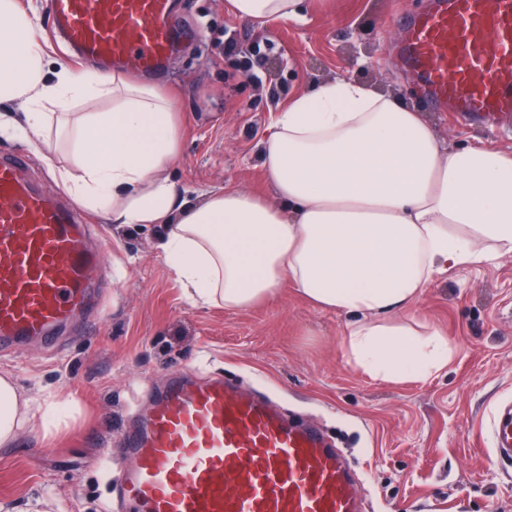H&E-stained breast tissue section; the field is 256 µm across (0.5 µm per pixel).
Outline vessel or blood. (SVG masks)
Here are the masks:
<instances>
[{"label":"vessel or blood","mask_w":512,"mask_h":512,"mask_svg":"<svg viewBox=\"0 0 512 512\" xmlns=\"http://www.w3.org/2000/svg\"><path fill=\"white\" fill-rule=\"evenodd\" d=\"M62 45L86 62L147 72L181 35L170 0H49ZM402 52L430 96L473 119L512 116V0H435L403 21ZM27 156L0 157V356L60 345L76 320L102 315L103 253L75 209L24 177ZM492 442L512 456V404ZM134 459L121 495L141 512H365L344 456L268 395L175 371L143 425L106 451Z\"/></svg>","instance_id":"b4317fda"}]
</instances>
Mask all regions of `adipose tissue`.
<instances>
[{"label": "adipose tissue", "instance_id": "1", "mask_svg": "<svg viewBox=\"0 0 512 512\" xmlns=\"http://www.w3.org/2000/svg\"><path fill=\"white\" fill-rule=\"evenodd\" d=\"M247 20H300L305 0H230ZM37 18L0 0V103L22 117L6 137L57 120L72 158L66 193L114 224H151L154 247L196 307L243 310L290 284L348 320L349 362L381 381L425 379L448 365L446 335L401 323L449 269L512 254V154L446 146L421 112L356 80L297 94L261 140L278 205L227 188L190 203L169 169L179 130L158 88L89 68L47 70ZM110 109L95 111V104ZM57 115L47 113V106ZM76 400L28 396L0 372V447L33 419L60 431Z\"/></svg>", "mask_w": 512, "mask_h": 512}]
</instances>
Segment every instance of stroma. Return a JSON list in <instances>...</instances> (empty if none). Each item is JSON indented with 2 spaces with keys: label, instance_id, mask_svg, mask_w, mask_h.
Wrapping results in <instances>:
<instances>
[{
  "label": "stroma",
  "instance_id": "35a3bbf8",
  "mask_svg": "<svg viewBox=\"0 0 512 512\" xmlns=\"http://www.w3.org/2000/svg\"><path fill=\"white\" fill-rule=\"evenodd\" d=\"M20 2L35 11L49 57L81 70L51 38L47 0ZM433 3L310 0L305 19L271 23L238 18L227 0H172L179 51L138 79L162 88L178 114L173 181L196 202L227 186L275 202L259 142L295 94L338 79L371 84L424 112L450 147L512 152V118L456 120L404 65L395 18ZM39 144L35 136L0 139V153L28 155L32 184L64 197ZM87 218L108 245L112 301L97 327L74 324L59 348L35 343L0 359L24 392L43 388L80 402L57 438H43L35 422L14 447L0 448V512H34L40 500L51 512H137L116 486L123 463L102 450L143 420L182 367L266 393L289 419L319 425L347 452L369 512H512V458L496 454L489 430L494 409L512 401V255L449 271L407 317L445 332V370L383 382L347 363L343 317L291 286L245 310L193 307L155 252L152 227Z\"/></svg>",
  "mask_w": 512,
  "mask_h": 512
}]
</instances>
